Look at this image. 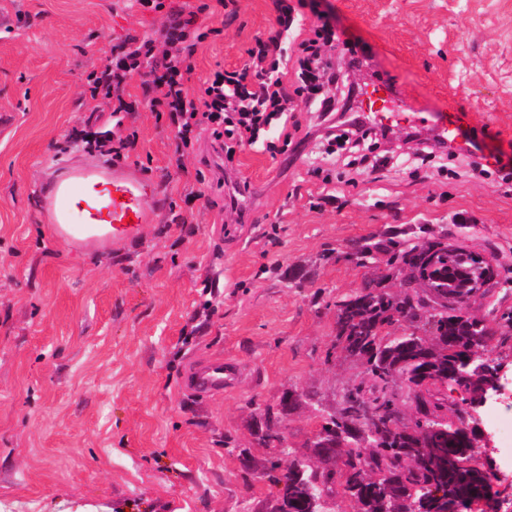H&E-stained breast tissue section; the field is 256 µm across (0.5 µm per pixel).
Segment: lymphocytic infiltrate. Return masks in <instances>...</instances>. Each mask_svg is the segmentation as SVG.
<instances>
[{"label":"lymphocytic infiltrate","mask_w":512,"mask_h":512,"mask_svg":"<svg viewBox=\"0 0 512 512\" xmlns=\"http://www.w3.org/2000/svg\"><path fill=\"white\" fill-rule=\"evenodd\" d=\"M273 4L275 24L266 38L249 48L247 70L214 71L198 91H191L188 83L196 67V46L207 34L195 17L176 13L162 31V42L132 38L114 48L110 62L88 75L91 93L112 100V119L122 123L124 114L133 110L123 97L124 86L133 72L147 70L143 95L153 112L167 113L176 125L180 154L193 149L203 128L211 130L228 160L237 147L255 144L274 124L284 143L293 144L301 127L289 122L288 114L297 103L314 107L326 117L350 112L360 87L348 82L324 51L325 46L340 44L328 17L318 15L308 37L290 50L286 44L293 33L294 7L288 0H273Z\"/></svg>","instance_id":"obj_1"}]
</instances>
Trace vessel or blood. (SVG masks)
Returning <instances> with one entry per match:
<instances>
[{"label": "vessel or blood", "mask_w": 512, "mask_h": 512, "mask_svg": "<svg viewBox=\"0 0 512 512\" xmlns=\"http://www.w3.org/2000/svg\"><path fill=\"white\" fill-rule=\"evenodd\" d=\"M154 202L153 185L135 168L76 167L48 188L41 214L58 240L82 251L139 236L151 221ZM237 376L236 367L214 359L195 367L187 385L199 392H220Z\"/></svg>", "instance_id": "obj_1"}]
</instances>
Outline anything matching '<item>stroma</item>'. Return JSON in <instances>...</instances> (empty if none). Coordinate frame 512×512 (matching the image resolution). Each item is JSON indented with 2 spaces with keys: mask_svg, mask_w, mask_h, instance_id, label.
I'll return each instance as SVG.
<instances>
[{
  "mask_svg": "<svg viewBox=\"0 0 512 512\" xmlns=\"http://www.w3.org/2000/svg\"><path fill=\"white\" fill-rule=\"evenodd\" d=\"M0 0V512H269L255 434L271 409L288 444L305 448L351 384L371 391L359 361L333 352L336 301L369 280L398 294L394 231L440 239L492 263L482 296L458 314L512 311V184L496 174L418 170L432 122L376 125L382 142L355 184L326 141L273 150L268 133L233 163L210 131L176 152V131L142 101L124 126L122 158L154 185L153 221L123 246L76 253L40 219L58 163H91L76 129H110L86 77L126 37H159L171 11L204 0ZM200 14L190 82L241 70L274 22L271 0ZM340 38L371 55L359 82L381 78L423 112L482 128L486 151L512 160V0H314ZM376 246L369 265L352 244ZM236 364L221 393L185 387L191 364ZM232 448H225V440Z\"/></svg>",
  "mask_w": 512,
  "mask_h": 512,
  "instance_id": "obj_1",
  "label": "stroma"
}]
</instances>
